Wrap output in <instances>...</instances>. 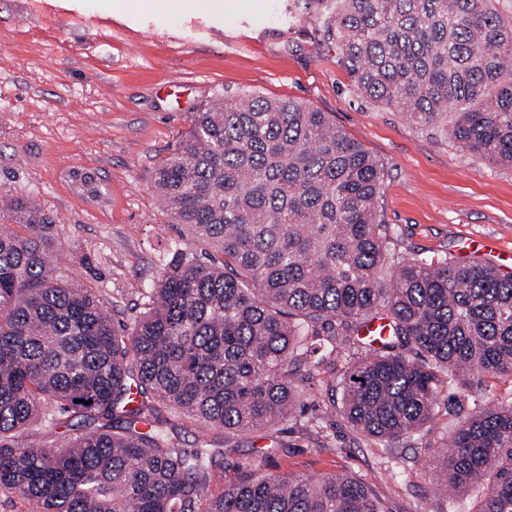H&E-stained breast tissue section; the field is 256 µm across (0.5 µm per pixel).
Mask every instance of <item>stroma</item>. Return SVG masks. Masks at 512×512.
<instances>
[{"mask_svg": "<svg viewBox=\"0 0 512 512\" xmlns=\"http://www.w3.org/2000/svg\"><path fill=\"white\" fill-rule=\"evenodd\" d=\"M231 12L165 17L114 11L107 0H0V185L38 189L57 217L61 268L98 288L122 319L161 277L158 256L177 239L152 189L156 161L193 112L224 96L294 99L326 112L385 168L380 211L397 250L459 258L488 237L512 252V169L460 151L447 132L356 93L334 41L311 18H284L279 0H239ZM94 171L100 198L71 182ZM337 375L301 366L299 419L224 434L177 412L175 435L215 449L216 487L253 473H344L369 484L385 512H448L436 461L448 419L386 449L343 418L317 425ZM512 402V379L474 374L465 405Z\"/></svg>", "mask_w": 512, "mask_h": 512, "instance_id": "obj_1", "label": "stroma"}]
</instances>
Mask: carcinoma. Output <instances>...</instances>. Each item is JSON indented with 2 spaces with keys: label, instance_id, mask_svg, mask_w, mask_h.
<instances>
[{
  "label": "carcinoma",
  "instance_id": "1",
  "mask_svg": "<svg viewBox=\"0 0 512 512\" xmlns=\"http://www.w3.org/2000/svg\"><path fill=\"white\" fill-rule=\"evenodd\" d=\"M299 8L363 96L512 168V24L494 0H283ZM384 177L302 102L205 106L152 175L165 223L198 246L172 241L127 323L57 267V218L37 192L0 186V488L35 512H383L343 474H254L214 492L210 443L184 446L164 417L279 424L299 404L297 367L336 370L380 313L389 336L344 371L343 418L389 446L446 412L448 508L470 487L469 512H512V405L460 399L469 374L512 378V275L392 248ZM36 423L46 441L27 445Z\"/></svg>",
  "mask_w": 512,
  "mask_h": 512
}]
</instances>
